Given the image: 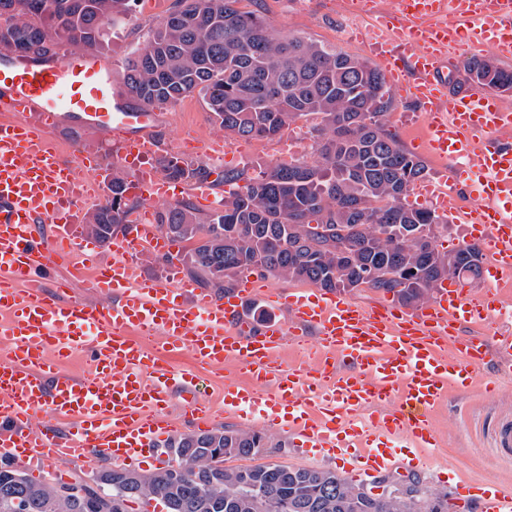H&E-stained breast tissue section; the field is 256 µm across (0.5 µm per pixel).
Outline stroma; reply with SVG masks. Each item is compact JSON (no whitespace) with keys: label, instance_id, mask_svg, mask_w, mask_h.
Instances as JSON below:
<instances>
[{"label":"stroma","instance_id":"obj_1","mask_svg":"<svg viewBox=\"0 0 512 512\" xmlns=\"http://www.w3.org/2000/svg\"><path fill=\"white\" fill-rule=\"evenodd\" d=\"M174 0H135L126 23L115 30L104 53L114 63L115 76H122L128 51L141 44L149 28L169 11ZM351 0H244L243 7L261 13L278 31L312 39L330 50L363 56L362 42H352L344 35ZM177 129L160 130L159 136L167 152L175 150V134L182 131L206 136L221 135V128L209 118L199 95H191L170 106ZM492 374L484 369L466 389L451 392L435 409L433 421L436 442L429 448L401 447L400 455L420 458V465L404 468L407 476H415L433 488L447 492L449 501L457 499L456 485L491 482L512 495V456L503 449L512 442V384L501 383L493 393L486 392L485 382ZM224 367L205 370L198 388L219 409L218 425L253 428L264 431L275 446L268 460L311 469L341 471L339 462L326 456L308 455L297 449L288 433L264 427L259 414L242 418L224 413ZM454 512H481L478 501L457 506Z\"/></svg>","mask_w":512,"mask_h":512}]
</instances>
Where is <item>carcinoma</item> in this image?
<instances>
[{"label":"carcinoma","instance_id":"carcinoma-1","mask_svg":"<svg viewBox=\"0 0 512 512\" xmlns=\"http://www.w3.org/2000/svg\"><path fill=\"white\" fill-rule=\"evenodd\" d=\"M240 0H175L130 51L123 88L154 107L198 92L211 120L230 137L276 138L299 120L312 121L317 161L276 162L247 180L224 171L234 187L224 206L201 216L185 201L158 212L162 232L181 245L190 277L219 294L248 272L312 284L327 292L358 288L390 293L405 306L429 301L448 278L480 275L477 246L441 250L448 230L433 210L406 203L424 179L425 163L387 128L394 99L384 76L364 59L284 34ZM134 0H0V50L34 59L98 51L130 17ZM166 173L206 180L201 163L167 154ZM127 177L111 173L112 196L87 213L85 230L107 247L125 232L140 203L124 196ZM172 461L152 472L113 467L66 512H130L160 501L164 512H448V493L418 490V501L388 500L332 470L265 463L226 467L230 458L270 453L253 429L216 427L167 440ZM30 512H60L47 480H33L0 461V512L16 497Z\"/></svg>","mask_w":512,"mask_h":512}]
</instances>
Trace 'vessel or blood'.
<instances>
[{
	"mask_svg": "<svg viewBox=\"0 0 512 512\" xmlns=\"http://www.w3.org/2000/svg\"><path fill=\"white\" fill-rule=\"evenodd\" d=\"M364 42L385 78L421 107L414 146L450 161L444 184L469 189L470 203L451 196L437 206L481 251L479 291L451 279L430 305L407 311L307 291L285 296L252 275L221 300L172 272L145 277L142 255L173 248L152 220L155 202L189 194L209 209L224 204L211 181L175 180L159 165L156 133L172 114L130 104L111 60L96 53L49 62L0 54V447L12 460L31 469L53 459L61 480L90 457L128 468L156 462L176 431L164 412L169 393H181L195 428L209 429L215 411L196 370L230 364L251 382L225 378V412L261 406L303 450L345 451L346 473L362 481L394 465L399 442L430 447L434 409L478 371L494 367L491 393L512 380V331H489L512 286V149L496 139L512 128V107L483 86L448 93L440 77L452 53L487 48L512 59V0H397L395 16L371 25ZM68 125L111 142L126 190L142 202L132 234L117 235L105 260L82 230L86 193L103 195L104 169L83 145L66 155L52 143ZM192 144L219 158L234 148L220 137L196 135ZM86 281L102 302L71 299ZM260 299L285 307V318L255 322L249 306ZM464 325L473 333L462 338ZM309 334L311 363L284 364L285 345L303 346ZM183 349L196 370L162 364V354ZM77 351L89 368L74 377L61 364ZM458 494L479 497L483 512H512L492 484Z\"/></svg>",
	"mask_w": 512,
	"mask_h": 512,
	"instance_id": "obj_1",
	"label": "vessel or blood"
}]
</instances>
